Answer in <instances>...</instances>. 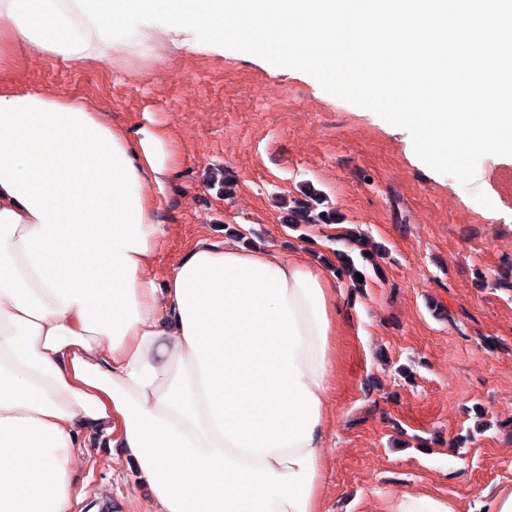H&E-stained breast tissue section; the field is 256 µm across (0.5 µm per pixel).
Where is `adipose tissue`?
<instances>
[{"mask_svg":"<svg viewBox=\"0 0 512 512\" xmlns=\"http://www.w3.org/2000/svg\"><path fill=\"white\" fill-rule=\"evenodd\" d=\"M192 34L101 40L75 0H0V512H73L92 427L142 512H322L341 310L302 253L196 240L154 273L171 179L162 125L23 87L32 57L87 69Z\"/></svg>","mask_w":512,"mask_h":512,"instance_id":"adipose-tissue-1","label":"adipose tissue"}]
</instances>
